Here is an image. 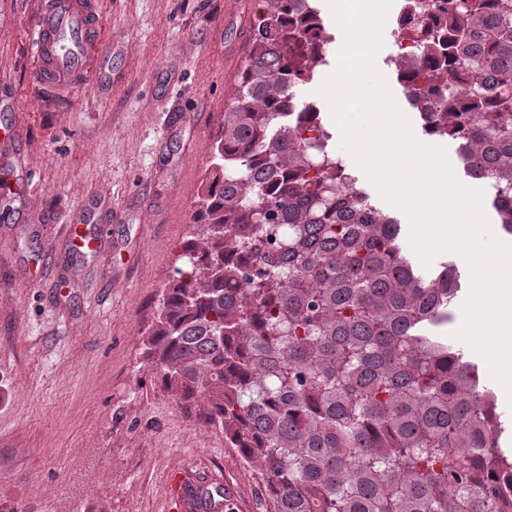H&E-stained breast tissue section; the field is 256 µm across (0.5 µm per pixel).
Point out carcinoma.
I'll return each instance as SVG.
<instances>
[{
	"label": "carcinoma",
	"mask_w": 512,
	"mask_h": 512,
	"mask_svg": "<svg viewBox=\"0 0 512 512\" xmlns=\"http://www.w3.org/2000/svg\"><path fill=\"white\" fill-rule=\"evenodd\" d=\"M264 2L146 358L179 404L206 400L199 416L257 472L269 512H512L505 422L477 364L440 335L458 269L422 274L328 132L304 136L317 110L296 88L330 37L303 53L310 17ZM420 56L441 94L426 132L468 129L467 173L491 184L512 235V0H455ZM459 65L466 106L442 89ZM409 68L398 77L414 103L425 87Z\"/></svg>",
	"instance_id": "cac0c4a2"
}]
</instances>
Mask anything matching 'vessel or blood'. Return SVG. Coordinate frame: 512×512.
I'll list each match as a JSON object with an SVG mask.
<instances>
[{
  "instance_id": "1",
  "label": "vessel or blood",
  "mask_w": 512,
  "mask_h": 512,
  "mask_svg": "<svg viewBox=\"0 0 512 512\" xmlns=\"http://www.w3.org/2000/svg\"><path fill=\"white\" fill-rule=\"evenodd\" d=\"M29 74L58 97L112 73L100 0H40L27 44ZM190 486L173 478L167 512H188Z\"/></svg>"
}]
</instances>
